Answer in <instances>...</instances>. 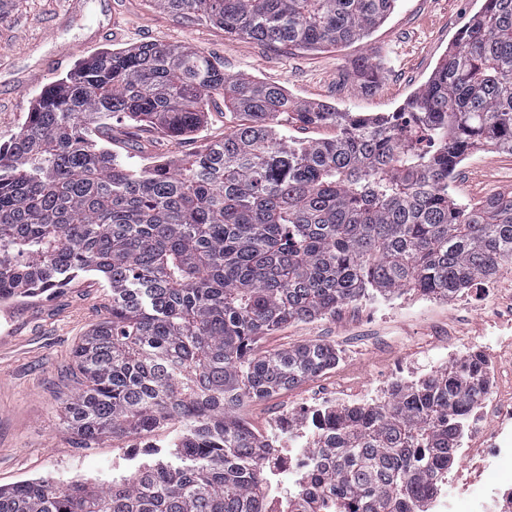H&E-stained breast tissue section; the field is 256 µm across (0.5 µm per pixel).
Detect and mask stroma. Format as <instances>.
I'll return each mask as SVG.
<instances>
[{
    "label": "stroma",
    "instance_id": "35a3bbf8",
    "mask_svg": "<svg viewBox=\"0 0 512 512\" xmlns=\"http://www.w3.org/2000/svg\"><path fill=\"white\" fill-rule=\"evenodd\" d=\"M486 0H396L392 12L364 39L320 50L275 48L248 38L225 39L223 30L177 17L152 0H9L0 9V143L25 122L29 105L45 88L30 83L44 61L72 46L71 63L144 43L186 46L211 56L226 73L284 86L299 102H326L358 114L392 112L429 79L472 16ZM379 68L378 86L365 91L357 77L360 60ZM29 82L24 102L14 85ZM233 126L222 97L209 105L204 124L173 138L159 129L114 115L113 152L131 167L164 160L179 164ZM450 194L475 203L512 192V155L487 147L470 153L457 166ZM109 287L87 273L67 287L35 297L0 303V486L38 477L111 481L110 461L122 473L136 470L149 457L142 446H165L181 434L170 424L143 439L131 435L103 439L97 447H74L61 426L64 403L73 390L72 353L91 326L108 316ZM512 321V269L495 278V288L470 307L455 300L418 298L408 292L387 298L372 293L345 304L335 315L284 325L265 336L260 350L322 342L344 359L333 376L365 387L384 382L395 363L411 362L424 373L448 365V349L489 344L496 322ZM325 380L317 375L261 401H248L238 414L257 434L278 407L299 408Z\"/></svg>",
    "mask_w": 512,
    "mask_h": 512
}]
</instances>
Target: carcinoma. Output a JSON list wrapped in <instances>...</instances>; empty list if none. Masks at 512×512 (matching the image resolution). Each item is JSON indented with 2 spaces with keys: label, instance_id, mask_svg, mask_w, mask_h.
<instances>
[{
  "label": "carcinoma",
  "instance_id": "1",
  "mask_svg": "<svg viewBox=\"0 0 512 512\" xmlns=\"http://www.w3.org/2000/svg\"><path fill=\"white\" fill-rule=\"evenodd\" d=\"M176 15L287 48L367 36L396 0H153ZM364 88L378 72L358 64ZM239 123L172 167L133 169L97 140L120 113L171 136L214 96ZM336 136L296 141L288 126ZM512 155V0H486L399 112L295 100L182 46L142 44L81 61L0 145V300L93 272L109 317L74 352L63 425L103 437L183 432L170 458L100 485L41 477L0 487V512H267L277 449L237 415L336 366V348L266 353L282 325L331 316L369 291L449 299L512 264V194L449 195L460 157ZM480 376L448 367L397 384L378 408L318 420L314 468L282 512H425L442 489Z\"/></svg>",
  "mask_w": 512,
  "mask_h": 512
}]
</instances>
